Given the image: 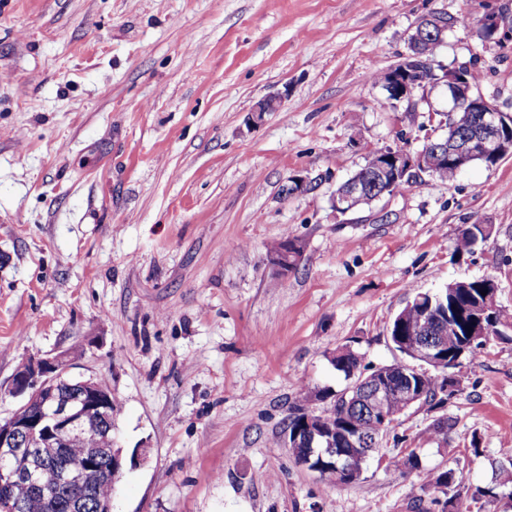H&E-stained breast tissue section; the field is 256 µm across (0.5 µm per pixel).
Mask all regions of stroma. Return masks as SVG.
<instances>
[{
	"instance_id": "stroma-1",
	"label": "stroma",
	"mask_w": 512,
	"mask_h": 512,
	"mask_svg": "<svg viewBox=\"0 0 512 512\" xmlns=\"http://www.w3.org/2000/svg\"><path fill=\"white\" fill-rule=\"evenodd\" d=\"M502 10L512 0H0V417L23 362L65 354L118 402L115 447L147 451L112 512H417L452 466L496 490L472 512H506L512 335L464 360L443 409L402 417L418 467L372 458L331 487L281 437L304 386L346 387L339 348L400 360L389 325L416 293L492 276L512 310V156L331 205L366 148L419 147L448 105H383L423 16L457 18L439 64L473 69L512 111V41L475 32ZM293 177L311 188L286 193ZM472 224L491 237L455 253ZM285 236L302 253L279 279L268 254ZM443 414L453 429L430 439Z\"/></svg>"
}]
</instances>
